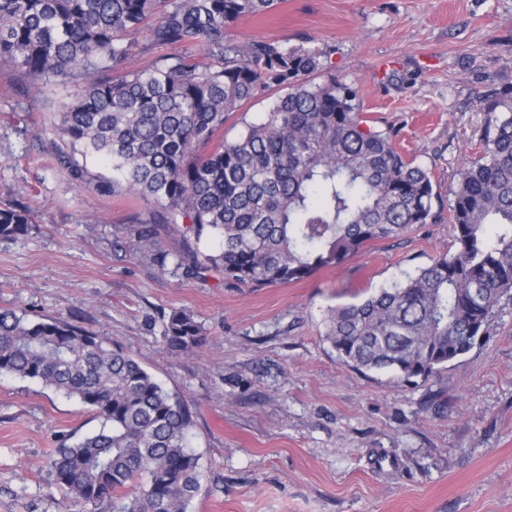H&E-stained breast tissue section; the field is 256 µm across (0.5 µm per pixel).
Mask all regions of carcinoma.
I'll return each mask as SVG.
<instances>
[{
	"label": "carcinoma",
	"mask_w": 512,
	"mask_h": 512,
	"mask_svg": "<svg viewBox=\"0 0 512 512\" xmlns=\"http://www.w3.org/2000/svg\"><path fill=\"white\" fill-rule=\"evenodd\" d=\"M281 0H0V64L38 87L78 72L61 133L112 164L127 193L152 201L155 223L217 251L172 254L154 230L141 250L187 276L217 269L256 286L301 281L367 244L436 222L429 169L403 155L396 133L371 127L358 88L316 83L324 53L278 41L240 42L230 30ZM176 51L142 70L135 52ZM265 117L224 139V122L252 101ZM481 150L450 189L454 251L357 303L329 309L325 339L339 360L403 382H427L487 333L512 300V85L482 97ZM31 229L22 204L0 207V240ZM163 342L193 351L205 336L173 309ZM36 381L79 400L99 428L48 459L74 502L112 512H188L201 487L189 446L192 416L118 343L56 318L0 309V376Z\"/></svg>",
	"instance_id": "obj_1"
}]
</instances>
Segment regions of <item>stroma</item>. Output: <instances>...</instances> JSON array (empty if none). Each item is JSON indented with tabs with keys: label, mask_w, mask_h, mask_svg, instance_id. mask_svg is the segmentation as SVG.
<instances>
[{
	"label": "stroma",
	"mask_w": 512,
	"mask_h": 512,
	"mask_svg": "<svg viewBox=\"0 0 512 512\" xmlns=\"http://www.w3.org/2000/svg\"><path fill=\"white\" fill-rule=\"evenodd\" d=\"M233 34L324 51L325 74L358 88L369 124L395 127L443 195L479 150L482 94L512 84V0H282ZM70 89L54 81L33 93L0 67V205L33 214L27 238L0 242V308L119 343L188 403L203 471L189 512H512V302L424 383L360 372L323 339L330 308L451 250L447 215L289 284L160 270L135 234L154 204L70 174L113 177L60 132ZM174 309L201 324L202 348L163 343ZM97 427L78 401L0 377V512H90L47 460Z\"/></svg>",
	"instance_id": "35a3bbf8"
}]
</instances>
